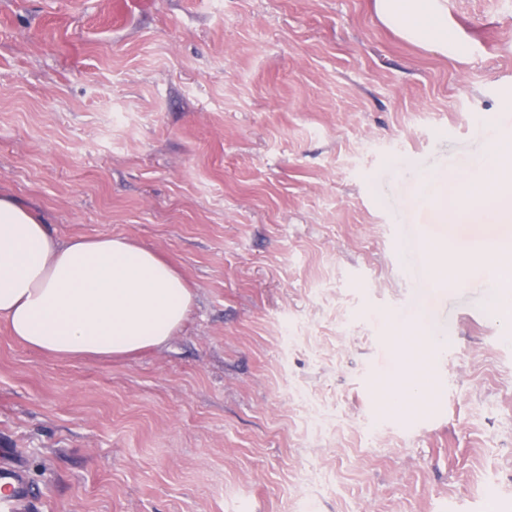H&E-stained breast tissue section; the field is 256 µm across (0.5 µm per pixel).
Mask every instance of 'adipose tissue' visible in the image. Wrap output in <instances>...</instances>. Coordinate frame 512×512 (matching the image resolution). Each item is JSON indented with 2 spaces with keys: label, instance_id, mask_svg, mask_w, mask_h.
<instances>
[{
  "label": "adipose tissue",
  "instance_id": "obj_1",
  "mask_svg": "<svg viewBox=\"0 0 512 512\" xmlns=\"http://www.w3.org/2000/svg\"><path fill=\"white\" fill-rule=\"evenodd\" d=\"M379 21L401 39L460 59L463 41L447 0H374ZM470 205L455 223L499 224L496 202L512 195V139L475 156L465 172ZM192 294L181 274L131 240H57L14 199L0 197V318L14 339L60 358H123L166 343Z\"/></svg>",
  "mask_w": 512,
  "mask_h": 512
}]
</instances>
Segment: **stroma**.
Segmentation results:
<instances>
[{
  "label": "stroma",
  "instance_id": "1",
  "mask_svg": "<svg viewBox=\"0 0 512 512\" xmlns=\"http://www.w3.org/2000/svg\"><path fill=\"white\" fill-rule=\"evenodd\" d=\"M373 0H0V195L185 278L170 341L63 360L0 323V448L36 512H512V320L409 283L419 171L512 115V6L448 0L461 59ZM468 253L504 224L419 222ZM441 348L423 368L384 319ZM428 387L394 409L400 381Z\"/></svg>",
  "mask_w": 512,
  "mask_h": 512
}]
</instances>
